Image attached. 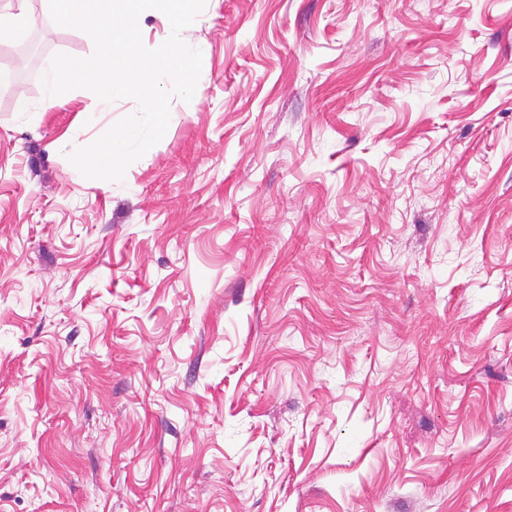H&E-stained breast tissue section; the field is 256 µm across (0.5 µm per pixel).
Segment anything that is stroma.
I'll return each mask as SVG.
<instances>
[{
  "label": "stroma",
  "mask_w": 512,
  "mask_h": 512,
  "mask_svg": "<svg viewBox=\"0 0 512 512\" xmlns=\"http://www.w3.org/2000/svg\"><path fill=\"white\" fill-rule=\"evenodd\" d=\"M0 42V512H512V0H207L191 101ZM99 111L96 125L86 115Z\"/></svg>",
  "instance_id": "obj_1"
}]
</instances>
